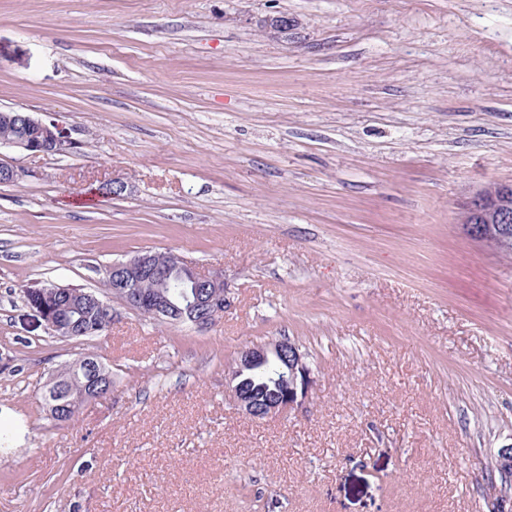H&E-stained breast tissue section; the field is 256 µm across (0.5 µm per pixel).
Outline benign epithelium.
<instances>
[{
	"label": "benign epithelium",
	"instance_id": "7a95c632",
	"mask_svg": "<svg viewBox=\"0 0 512 512\" xmlns=\"http://www.w3.org/2000/svg\"><path fill=\"white\" fill-rule=\"evenodd\" d=\"M33 131L29 140L0 139L3 147L28 154H66L73 148L69 137L53 124L31 114L25 117ZM460 221L472 239L501 252L512 244V182L491 183L465 203ZM175 264L161 265L155 256L143 252L134 258L114 263L105 271L112 276V293L123 299V304L145 316L161 318L199 315V326L207 329L223 315L226 299L221 288V274L202 275L176 255ZM150 281L154 288L138 287L139 282ZM69 296L63 288H39L27 296L28 304L35 308L46 326L58 336L70 335L74 325L59 321L52 312L53 301ZM276 355L283 364L284 391L274 397L258 399L245 387L243 376L263 364L268 355ZM82 366L90 371L87 397L112 389V378L104 373L95 360H84ZM313 385L312 371L304 361L296 344L285 339L268 345L243 349L235 363L225 374L224 389L236 402L239 410L251 419H265L305 403Z\"/></svg>",
	"mask_w": 512,
	"mask_h": 512
}]
</instances>
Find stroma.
<instances>
[{
  "label": "stroma",
  "instance_id": "stroma-1",
  "mask_svg": "<svg viewBox=\"0 0 512 512\" xmlns=\"http://www.w3.org/2000/svg\"><path fill=\"white\" fill-rule=\"evenodd\" d=\"M0 108L77 143L0 150V512L512 503V256L459 222L512 181V0H0ZM145 250L223 273V316L68 339L25 301ZM282 338L311 396L246 418L224 372ZM82 353L112 390L55 421Z\"/></svg>",
  "mask_w": 512,
  "mask_h": 512
}]
</instances>
